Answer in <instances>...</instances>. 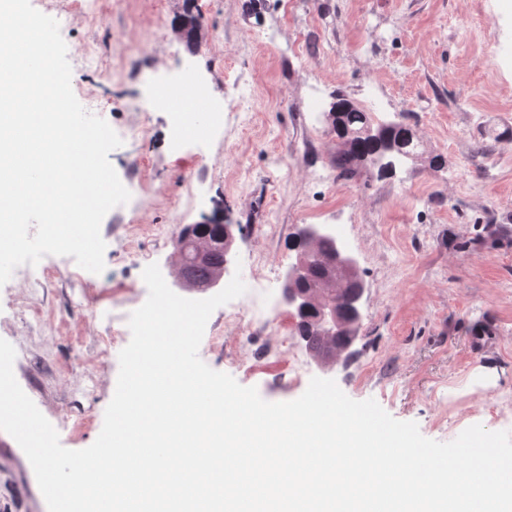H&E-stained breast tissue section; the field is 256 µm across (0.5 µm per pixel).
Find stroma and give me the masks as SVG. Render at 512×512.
<instances>
[{
    "instance_id": "35a3bbf8",
    "label": "stroma",
    "mask_w": 512,
    "mask_h": 512,
    "mask_svg": "<svg viewBox=\"0 0 512 512\" xmlns=\"http://www.w3.org/2000/svg\"><path fill=\"white\" fill-rule=\"evenodd\" d=\"M99 2L92 22L74 0H31L59 23L78 101L110 99L103 118L112 128L144 125L141 140L109 155L131 198L101 223L102 273L48 255L34 281L0 287V338L16 350L14 375L61 444L84 449L102 429L119 360L98 361V342L123 313L126 290L147 296L144 268L170 265L181 227L212 219L232 225L233 259L265 255L275 301L297 260L291 236L300 225H327L356 257L365 286L356 354L328 371L309 357L310 376L376 400L439 442L475 424L512 431V0ZM202 8L208 20L188 44L180 20ZM88 45L108 49L110 81L83 56ZM183 67L226 110L223 129L197 121L177 144L158 92ZM340 95L375 120L406 119L424 160L341 177L329 117ZM131 102L144 110H128ZM436 155L438 169L428 162ZM276 165L288 169L286 181L270 180ZM313 169L324 178L310 180ZM132 224L170 234L136 255L127 250ZM77 274L83 287L72 284ZM257 334L219 307L199 356L266 401L301 396L306 383L284 386L279 368L247 372L225 360L226 344ZM90 372L97 386L87 391ZM0 512H48L30 462L2 431Z\"/></svg>"
}]
</instances>
